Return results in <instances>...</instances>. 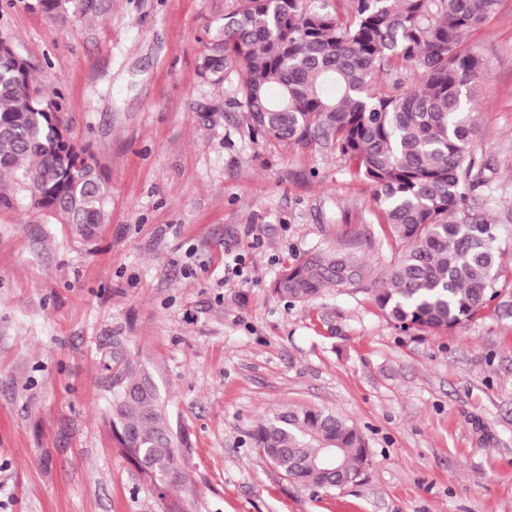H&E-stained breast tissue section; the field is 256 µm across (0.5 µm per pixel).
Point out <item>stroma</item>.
<instances>
[{
    "instance_id": "35a3bbf8",
    "label": "stroma",
    "mask_w": 512,
    "mask_h": 512,
    "mask_svg": "<svg viewBox=\"0 0 512 512\" xmlns=\"http://www.w3.org/2000/svg\"><path fill=\"white\" fill-rule=\"evenodd\" d=\"M236 6L103 0L60 26L0 0V38L62 91L109 189L91 243L32 209L0 214V512H163L104 424L119 342L166 401L182 512H512V315L404 333L350 288L275 294L285 265L379 212L332 146H254L237 73L204 76L205 26ZM467 41L488 61L474 149L501 221L512 0ZM293 404L357 425L359 482L316 493L250 448L252 426Z\"/></svg>"
}]
</instances>
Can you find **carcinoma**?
<instances>
[{"label": "carcinoma", "mask_w": 512, "mask_h": 512, "mask_svg": "<svg viewBox=\"0 0 512 512\" xmlns=\"http://www.w3.org/2000/svg\"><path fill=\"white\" fill-rule=\"evenodd\" d=\"M237 0L208 27L202 70L221 84L239 74L252 142L289 146L325 142L375 188L379 232L396 246L377 275L363 256L374 234L352 230L336 246L314 249L285 266L274 292L306 303L329 288L369 294L404 332L452 329L501 296L500 227L480 210L487 167L473 151L476 106L486 74L482 51L465 43L499 0ZM32 9L67 24L94 17L100 0H32ZM0 40V212L28 205L89 242L107 221L108 189L94 155L63 142L64 97L21 67ZM412 64L422 87L387 90L376 77ZM112 409L105 423L115 450L166 512L171 492L188 480L165 404L145 366L120 344L112 352ZM249 447L290 481L313 491L357 481L368 445L333 410L292 406L257 422ZM337 451L338 469L320 460Z\"/></svg>", "instance_id": "carcinoma-1"}]
</instances>
